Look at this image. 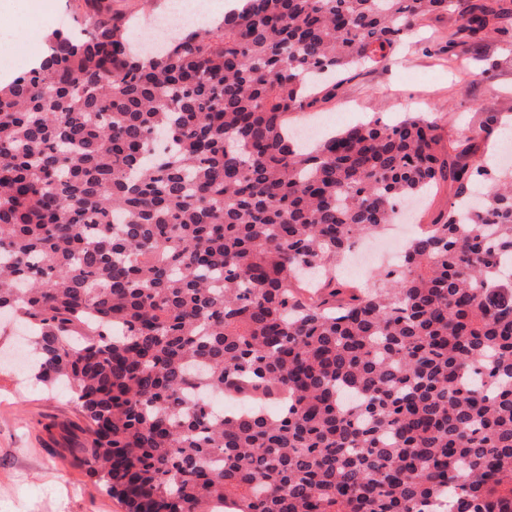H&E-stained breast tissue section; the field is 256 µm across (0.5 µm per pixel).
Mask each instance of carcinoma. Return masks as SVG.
Instances as JSON below:
<instances>
[{"instance_id": "cac0c4a2", "label": "carcinoma", "mask_w": 512, "mask_h": 512, "mask_svg": "<svg viewBox=\"0 0 512 512\" xmlns=\"http://www.w3.org/2000/svg\"><path fill=\"white\" fill-rule=\"evenodd\" d=\"M448 2L248 0L155 60L101 21L0 85V314L127 512H512V176L470 194L496 118L462 147L420 115L288 135ZM440 184L371 292L321 279ZM245 384L281 406L206 401ZM453 192L448 185H440L423 203H418L415 224H431L436 216L448 209Z\"/></svg>"}]
</instances>
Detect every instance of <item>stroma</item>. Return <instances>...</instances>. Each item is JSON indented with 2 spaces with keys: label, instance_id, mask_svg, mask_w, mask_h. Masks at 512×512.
I'll use <instances>...</instances> for the list:
<instances>
[{
  "label": "stroma",
  "instance_id": "35a3bbf8",
  "mask_svg": "<svg viewBox=\"0 0 512 512\" xmlns=\"http://www.w3.org/2000/svg\"><path fill=\"white\" fill-rule=\"evenodd\" d=\"M13 26L0 28V81L27 71L55 30L81 28L90 15L138 16L151 26L169 14L168 0H0ZM457 8L429 16L417 35L386 61L346 75L315 111L330 127L377 118L393 124L411 112L439 125L444 143L479 130L486 116L512 118V13L448 64ZM22 328L0 319V512H125L124 505L79 464L84 421L65 385L44 388L11 360Z\"/></svg>",
  "mask_w": 512,
  "mask_h": 512
}]
</instances>
